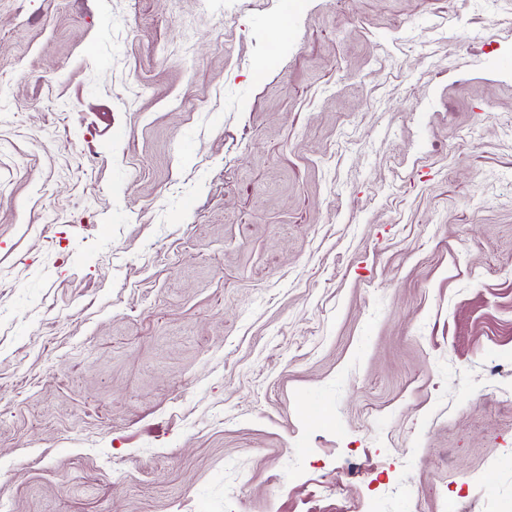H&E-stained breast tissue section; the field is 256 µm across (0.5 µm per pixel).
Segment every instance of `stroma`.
<instances>
[{"label": "stroma", "instance_id": "obj_1", "mask_svg": "<svg viewBox=\"0 0 512 512\" xmlns=\"http://www.w3.org/2000/svg\"><path fill=\"white\" fill-rule=\"evenodd\" d=\"M0 512H512V0H0Z\"/></svg>", "mask_w": 512, "mask_h": 512}]
</instances>
